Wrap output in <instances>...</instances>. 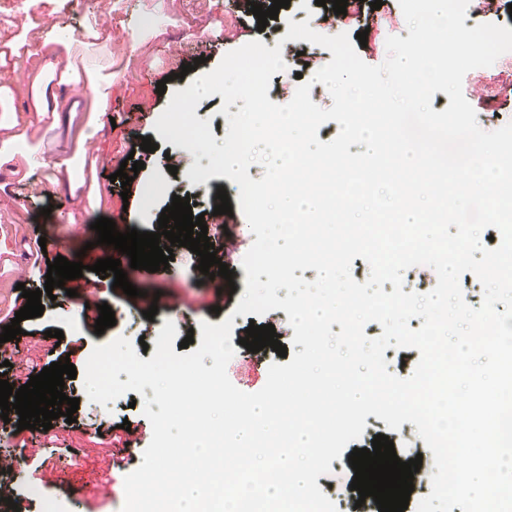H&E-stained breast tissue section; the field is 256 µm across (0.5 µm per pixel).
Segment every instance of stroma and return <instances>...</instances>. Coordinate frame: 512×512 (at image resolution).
Returning <instances> with one entry per match:
<instances>
[{
	"label": "stroma",
	"instance_id": "obj_1",
	"mask_svg": "<svg viewBox=\"0 0 512 512\" xmlns=\"http://www.w3.org/2000/svg\"><path fill=\"white\" fill-rule=\"evenodd\" d=\"M333 26H326V19ZM308 21L316 32L334 36L368 34L360 58L379 65L387 58L386 40L407 36V24L399 0H384L381 9H371L368 0H352L345 13L313 6L304 10L301 0H290L277 18L258 29L247 0H24L8 27L0 28V180L10 185L0 194V310L18 309L17 283L26 289L43 288L47 263L32 264L25 254L38 237L60 238L61 256L75 261L77 252L88 249L102 258L91 225L99 217L113 219L118 231L137 229L153 232L162 210L173 196H187L197 212H209L218 188H225L232 207L229 243L235 250L226 263L232 280L207 279L198 269L200 258L184 247H174L168 268L150 273L128 269L129 282L145 287L147 294L131 298L114 288L113 277L102 279L99 296L112 308L116 324L96 334L93 324L77 312L74 298L54 288L42 297V316L21 321L20 339L0 343V363L24 356L36 358L40 367L50 366L59 356V346L43 347L39 336L59 329L69 343L70 361L83 369L94 346L124 337L131 342L154 344L165 322H173L178 338L201 322L217 325L232 318L230 344L236 349L227 365L230 381L241 391L254 393L263 388L271 364L284 359L272 348L247 351L239 343L249 325L271 324L281 329V343L291 346L294 335L288 329V315L276 309L255 318L236 314L235 308L246 291L242 260L255 236L241 211L238 186L225 176H212L192 183L187 173L193 163L208 166V158L192 161L184 148L164 141L155 128L177 90L211 71L231 50L258 39L266 47H281L283 71L272 75L267 96L271 102L291 101L301 82H311L310 98L328 108L333 100L328 89L313 82L312 75L327 65L332 54L305 40L287 39L289 21ZM54 30L65 44L59 47L52 67L35 70L28 54L36 44L29 25ZM95 26L104 39L84 42L79 32ZM196 68L185 71L184 66ZM78 78L62 83L64 73ZM165 81V93H158V81ZM463 93L474 108L481 129L493 131L512 122V55L503 54L489 67L469 71L463 79ZM28 118L22 131L27 155L13 152L6 142L3 123L14 115ZM157 148L141 150L143 137ZM106 140L110 159L94 170L88 163V146ZM144 161L128 197H121L120 183L110 176L127 157ZM177 173H170V166ZM48 187L38 202L25 204L21 191L27 178ZM50 215H43V208ZM157 305L154 319L143 312ZM67 396L78 399L77 420H53L51 430L42 427L18 430V414L9 423L0 422V487L10 492V502L0 501V512H10L17 503L20 512H42L44 500H52L55 512H121L124 505V477L142 462L152 439V426L143 414L138 392L128 391L108 405L92 402L83 377L66 380ZM128 419L138 422L136 447L120 450L108 446L113 423Z\"/></svg>",
	"mask_w": 512,
	"mask_h": 512
}]
</instances>
